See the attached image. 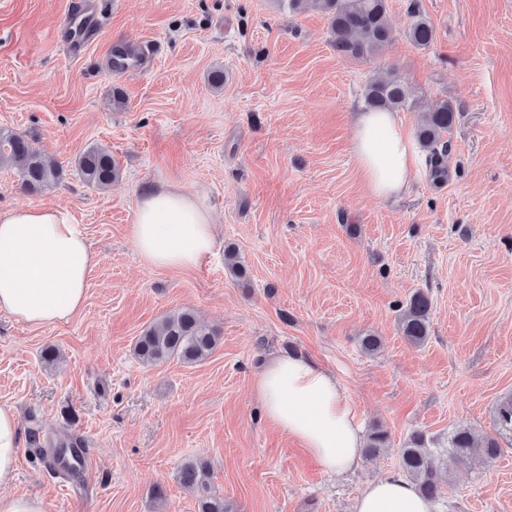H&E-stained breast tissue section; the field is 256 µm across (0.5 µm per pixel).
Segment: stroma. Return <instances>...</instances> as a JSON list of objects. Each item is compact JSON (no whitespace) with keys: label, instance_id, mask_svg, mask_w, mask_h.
I'll list each match as a JSON object with an SVG mask.
<instances>
[{"label":"stroma","instance_id":"1","mask_svg":"<svg viewBox=\"0 0 512 512\" xmlns=\"http://www.w3.org/2000/svg\"><path fill=\"white\" fill-rule=\"evenodd\" d=\"M100 2L98 35L72 54L57 39L70 0H0V130L63 170L32 192L1 162L0 209L63 206L94 253L69 322L32 327L0 311V404L16 408L21 437L8 493L45 512H197L178 473L198 459L228 512H352L413 431L443 448L459 429L492 432L512 393V0H388L390 39L367 62L336 52L325 13L280 0ZM414 3L435 29L424 49L407 37ZM147 45V73H112L116 48ZM391 73L415 104L398 113L409 133L437 100L458 112L447 180L415 175L408 193L379 199L357 173L353 113ZM92 146L120 168L102 190L76 165ZM160 182L213 210L215 247L199 267L154 269L134 248L136 199ZM228 249L246 279L225 272ZM418 291L432 300L420 346L398 325ZM179 310L218 331L212 355L142 364L138 336ZM365 336L379 337L375 354ZM48 347L57 365L43 364ZM276 351L335 372L387 447L340 479L262 420L256 374ZM34 433L45 449L83 441L92 482L54 470ZM501 447L474 468L438 454L443 512H512V441Z\"/></svg>","mask_w":512,"mask_h":512}]
</instances>
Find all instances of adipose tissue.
<instances>
[{
	"label": "adipose tissue",
	"instance_id": "obj_1",
	"mask_svg": "<svg viewBox=\"0 0 512 512\" xmlns=\"http://www.w3.org/2000/svg\"><path fill=\"white\" fill-rule=\"evenodd\" d=\"M353 153L369 191L403 193L419 153L397 113H357ZM142 261L159 269L205 263L215 243L206 199L176 185L152 186L136 200L130 228ZM94 256L71 215L59 206L0 210V311L33 327L69 321L83 308ZM255 392L264 419L296 439L327 473L343 477L363 463L365 439L346 390L336 376L308 357L283 353L264 362ZM16 410L0 405V487L11 485L19 458ZM354 512H439L413 480L394 470L368 483Z\"/></svg>",
	"mask_w": 512,
	"mask_h": 512
}]
</instances>
